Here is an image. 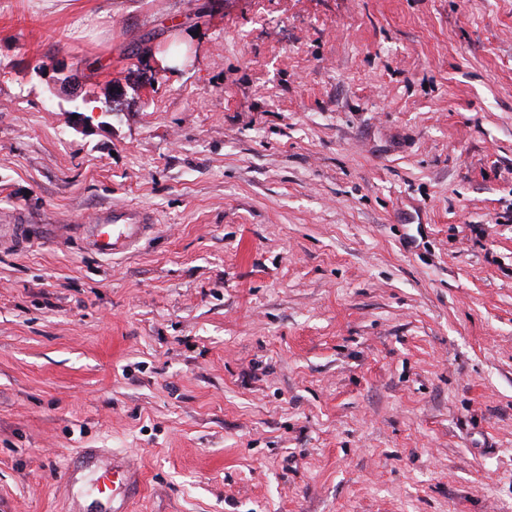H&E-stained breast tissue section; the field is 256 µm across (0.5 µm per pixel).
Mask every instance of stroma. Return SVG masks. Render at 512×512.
Wrapping results in <instances>:
<instances>
[{
  "label": "stroma",
  "mask_w": 512,
  "mask_h": 512,
  "mask_svg": "<svg viewBox=\"0 0 512 512\" xmlns=\"http://www.w3.org/2000/svg\"><path fill=\"white\" fill-rule=\"evenodd\" d=\"M1 224L0 512H512V0H0ZM102 224H116L117 227L122 226L123 231L116 234L112 229V237L108 240L99 238L97 243V251L104 254H112L124 250L134 241L141 225L148 224L147 218L134 210H126L120 213H112L110 216L102 219ZM106 474H112V479L109 475H104L102 477L103 481H107L112 484V493L109 494L110 487L108 485H106V489H99L98 493L104 499H112V502L116 499L114 492L117 488L121 486L123 489V495L126 493L128 494L135 489L140 478L138 468L129 461L119 465L113 464L112 472H106Z\"/></svg>",
  "instance_id": "stroma-1"
}]
</instances>
